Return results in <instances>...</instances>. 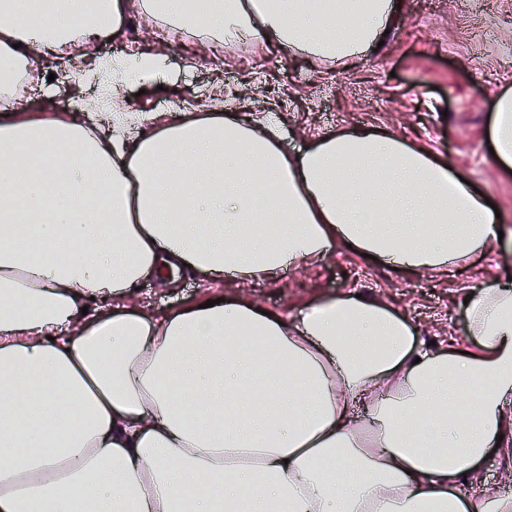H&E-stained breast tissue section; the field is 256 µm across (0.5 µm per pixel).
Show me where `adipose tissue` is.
I'll return each mask as SVG.
<instances>
[{
  "label": "adipose tissue",
  "mask_w": 512,
  "mask_h": 512,
  "mask_svg": "<svg viewBox=\"0 0 512 512\" xmlns=\"http://www.w3.org/2000/svg\"><path fill=\"white\" fill-rule=\"evenodd\" d=\"M391 0H0V512H512L465 483L512 446V283L468 307L470 354L353 295L294 320L229 298L162 316L126 298L184 266L277 280L338 242L444 272L498 238L429 148L366 129L293 155L278 117L23 111L42 58L131 17L217 43L360 54ZM495 160L512 171V93ZM107 302L111 314L99 305Z\"/></svg>",
  "instance_id": "adipose-tissue-1"
}]
</instances>
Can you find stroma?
Listing matches in <instances>:
<instances>
[{
    "label": "stroma",
    "mask_w": 512,
    "mask_h": 512,
    "mask_svg": "<svg viewBox=\"0 0 512 512\" xmlns=\"http://www.w3.org/2000/svg\"><path fill=\"white\" fill-rule=\"evenodd\" d=\"M384 44L352 58L318 61L291 50L245 40L213 50L205 39H160L154 18L133 17L125 32L97 42L85 59L42 63L57 74L50 96L24 85L15 93L28 112L75 113L82 120L104 111L111 78L86 76L97 58L134 53L165 59L162 78L132 71L123 94L136 112H210L217 100L235 103L242 118L258 122L277 112L290 151L339 130L369 128L425 145L463 172L512 228V172L497 167L489 151L496 95L512 89V0H394ZM512 277V246L475 254L469 265L443 275L394 270L333 245L317 262L289 267L273 282L232 276L212 282L200 272L168 285L147 277L132 294V308L161 315L212 296H237L289 318L320 299L355 291L386 302L424 341L468 340L466 296L490 280ZM512 453L490 455L469 491L483 502L508 493L504 480Z\"/></svg>",
    "instance_id": "1"
}]
</instances>
